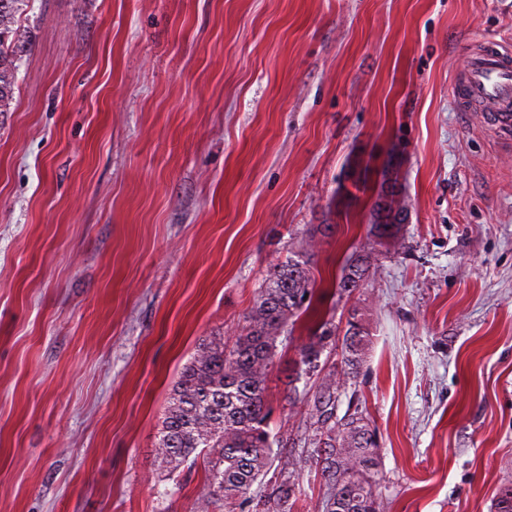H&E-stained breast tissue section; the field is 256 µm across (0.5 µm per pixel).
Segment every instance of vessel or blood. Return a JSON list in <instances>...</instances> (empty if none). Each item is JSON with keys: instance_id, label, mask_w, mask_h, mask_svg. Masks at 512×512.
I'll use <instances>...</instances> for the list:
<instances>
[{"instance_id": "vessel-or-blood-1", "label": "vessel or blood", "mask_w": 512, "mask_h": 512, "mask_svg": "<svg viewBox=\"0 0 512 512\" xmlns=\"http://www.w3.org/2000/svg\"><path fill=\"white\" fill-rule=\"evenodd\" d=\"M454 94L461 109L480 112L486 130L512 138V51L480 43L468 57Z\"/></svg>"}]
</instances>
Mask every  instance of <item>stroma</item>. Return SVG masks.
Instances as JSON below:
<instances>
[{
    "mask_svg": "<svg viewBox=\"0 0 512 512\" xmlns=\"http://www.w3.org/2000/svg\"><path fill=\"white\" fill-rule=\"evenodd\" d=\"M0 113V512H196L155 448L199 346L310 253L384 512H492L512 485V150L461 111L512 0H29ZM408 210L372 231L386 190ZM361 297L331 293L350 260ZM277 435L304 430L272 368Z\"/></svg>",
    "mask_w": 512,
    "mask_h": 512,
    "instance_id": "35a3bbf8",
    "label": "stroma"
}]
</instances>
